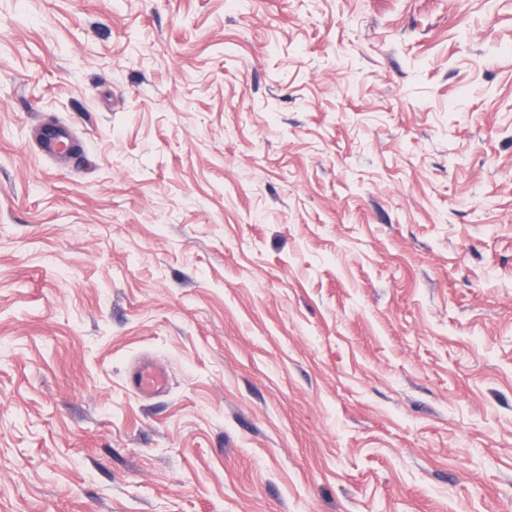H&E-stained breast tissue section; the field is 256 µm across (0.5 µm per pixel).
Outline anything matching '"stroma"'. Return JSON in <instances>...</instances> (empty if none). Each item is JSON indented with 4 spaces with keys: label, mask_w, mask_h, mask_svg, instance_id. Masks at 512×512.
Instances as JSON below:
<instances>
[{
    "label": "stroma",
    "mask_w": 512,
    "mask_h": 512,
    "mask_svg": "<svg viewBox=\"0 0 512 512\" xmlns=\"http://www.w3.org/2000/svg\"><path fill=\"white\" fill-rule=\"evenodd\" d=\"M0 512H512V0H0ZM41 140V149L46 154L55 156L61 152L63 147L72 150L74 146L71 143L67 127L64 125H52L44 127L39 132ZM128 384L140 395H156L163 392L167 385L166 375L152 362L139 363L128 375Z\"/></svg>",
    "instance_id": "1"
}]
</instances>
